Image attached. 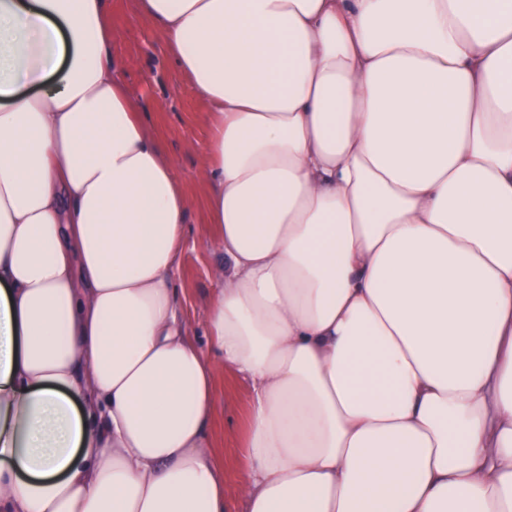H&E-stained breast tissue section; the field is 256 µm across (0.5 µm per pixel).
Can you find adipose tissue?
Returning a JSON list of instances; mask_svg holds the SVG:
<instances>
[{
	"instance_id": "ef3b65f1",
	"label": "adipose tissue",
	"mask_w": 512,
	"mask_h": 512,
	"mask_svg": "<svg viewBox=\"0 0 512 512\" xmlns=\"http://www.w3.org/2000/svg\"><path fill=\"white\" fill-rule=\"evenodd\" d=\"M137 3L210 109L212 353L107 0H0V512H228L218 362L241 512H512V0ZM216 389L211 448L217 465L224 471L225 489L239 490L247 469L244 436L247 424V387L224 366L215 363Z\"/></svg>"
}]
</instances>
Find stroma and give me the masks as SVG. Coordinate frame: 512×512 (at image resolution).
Here are the masks:
<instances>
[{
    "instance_id": "1",
    "label": "stroma",
    "mask_w": 512,
    "mask_h": 512,
    "mask_svg": "<svg viewBox=\"0 0 512 512\" xmlns=\"http://www.w3.org/2000/svg\"><path fill=\"white\" fill-rule=\"evenodd\" d=\"M112 51L124 65L133 97L148 104L144 119L173 159L189 205L185 235L187 248L175 277L179 301L201 349H209L201 328L205 308L218 288L214 271L223 265L214 227L205 208L203 145L210 134L209 108L170 60L162 36L136 9V0H108ZM213 456L224 472L227 489H240L247 469L244 436L247 424V387L223 365H216Z\"/></svg>"
}]
</instances>
